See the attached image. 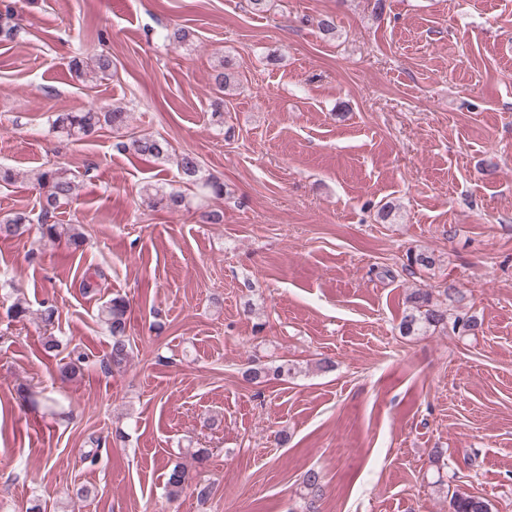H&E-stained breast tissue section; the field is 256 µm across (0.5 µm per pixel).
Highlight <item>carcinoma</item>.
<instances>
[{
    "mask_svg": "<svg viewBox=\"0 0 512 512\" xmlns=\"http://www.w3.org/2000/svg\"><path fill=\"white\" fill-rule=\"evenodd\" d=\"M112 60L99 56L89 63L81 58L71 61V70L76 77L83 78L91 73L108 71ZM107 126L115 133H120L128 126V113L119 107H97L80 112H64L56 116L52 129L70 139L81 140ZM120 147L145 158L165 159L169 156V143L162 137L141 134L120 144ZM179 177L182 183L197 190L201 201L200 207L210 198L224 196V183L213 176H206L198 157L192 152H184L176 159ZM37 184L44 195L39 197L40 210L37 218L32 219L24 212H10L0 216V239L22 237L29 233L31 224L39 227L41 238L51 242L65 241L73 249H80L85 241L84 234L75 224H61L57 219L62 207L69 205L75 196L78 186L76 175L64 166L54 164L48 166L37 175ZM149 203L170 211H179L187 207L186 197L178 190L164 191L158 187L147 185L143 188ZM408 308L400 324V330L407 336H415L429 329L447 328L448 315L433 304L432 292L418 289L407 298ZM129 300L116 295L104 302L99 308V319L112 338L111 351L105 360L104 367L114 372L125 370L130 359V339L127 335ZM292 367L288 361L280 363H262L249 361L245 370L247 380L263 383L271 379H279L291 374ZM19 399L33 408L42 407L44 413L55 416L58 414L59 402L52 397H41L27 387L18 389ZM187 484L186 470L176 464L168 474L166 489L171 497H178ZM305 490L306 512H319L317 502L323 495V476L316 469L308 470L302 480ZM450 505L452 512H492L488 500L466 494L453 493Z\"/></svg>",
    "mask_w": 512,
    "mask_h": 512,
    "instance_id": "cac0c4a2",
    "label": "carcinoma"
}]
</instances>
